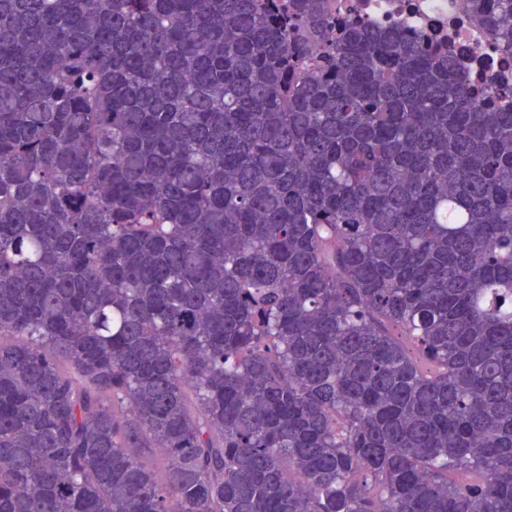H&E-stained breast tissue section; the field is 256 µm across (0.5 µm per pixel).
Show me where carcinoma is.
Instances as JSON below:
<instances>
[{"instance_id": "carcinoma-1", "label": "carcinoma", "mask_w": 512, "mask_h": 512, "mask_svg": "<svg viewBox=\"0 0 512 512\" xmlns=\"http://www.w3.org/2000/svg\"><path fill=\"white\" fill-rule=\"evenodd\" d=\"M500 96L331 0H0V512H512Z\"/></svg>"}]
</instances>
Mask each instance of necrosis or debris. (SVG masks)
<instances>
[{"instance_id": "1", "label": "necrosis or debris", "mask_w": 512, "mask_h": 512, "mask_svg": "<svg viewBox=\"0 0 512 512\" xmlns=\"http://www.w3.org/2000/svg\"><path fill=\"white\" fill-rule=\"evenodd\" d=\"M340 10L376 29L400 27L412 41L447 40L460 70L471 79L488 78L512 102V51L488 38L462 0H336Z\"/></svg>"}]
</instances>
